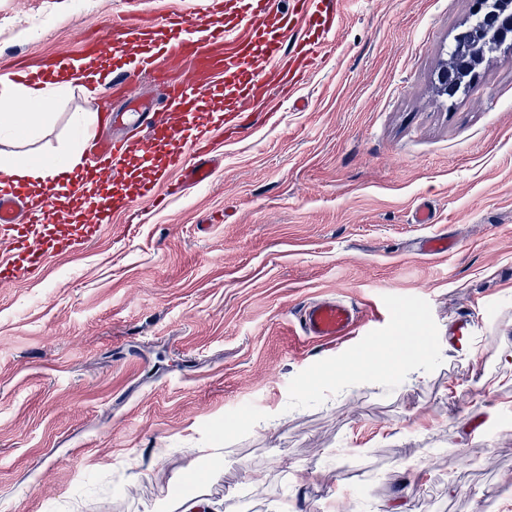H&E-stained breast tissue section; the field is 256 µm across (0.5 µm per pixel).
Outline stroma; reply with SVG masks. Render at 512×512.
Listing matches in <instances>:
<instances>
[{
  "instance_id": "1",
  "label": "stroma",
  "mask_w": 512,
  "mask_h": 512,
  "mask_svg": "<svg viewBox=\"0 0 512 512\" xmlns=\"http://www.w3.org/2000/svg\"><path fill=\"white\" fill-rule=\"evenodd\" d=\"M201 6L0 0V73ZM473 8L344 0L300 103L211 183L0 286V512H178L184 484L229 512H512V61L438 91ZM66 85L0 153L93 164L73 117L95 101ZM423 199L435 223H414ZM434 235L454 248L423 255ZM331 296L354 334L294 336L299 305ZM379 343L406 368L337 375Z\"/></svg>"
}]
</instances>
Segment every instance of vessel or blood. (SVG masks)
Listing matches in <instances>:
<instances>
[{
    "label": "vessel or blood",
    "mask_w": 512,
    "mask_h": 512,
    "mask_svg": "<svg viewBox=\"0 0 512 512\" xmlns=\"http://www.w3.org/2000/svg\"><path fill=\"white\" fill-rule=\"evenodd\" d=\"M201 12L188 17L172 12L159 28L143 20L112 31V64L83 73L58 59L18 77L33 86L68 75L93 86L111 85L144 128L141 139L99 138L103 163L88 173H61L41 193L38 208L25 207L26 183L0 177V240L8 252L0 257V284L28 277L49 255L66 254L99 239L112 208V190L133 175V160L164 149L168 169L191 187L209 182L211 134L223 127L225 142L246 129L253 112L273 109L307 77L324 38L339 18L337 0H204ZM151 72L168 89L170 107L138 91L139 77ZM223 98L220 112L203 110L205 102ZM93 183L101 201L90 220L70 221L60 202V188ZM359 321L355 307L327 297L299 309V334L306 340L331 343L350 336Z\"/></svg>",
    "instance_id": "1"
}]
</instances>
